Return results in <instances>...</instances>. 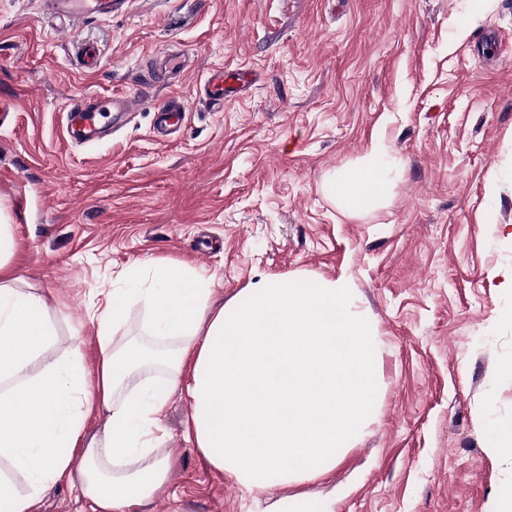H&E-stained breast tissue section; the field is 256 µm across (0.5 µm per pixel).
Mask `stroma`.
Returning a JSON list of instances; mask_svg holds the SVG:
<instances>
[{
	"mask_svg": "<svg viewBox=\"0 0 512 512\" xmlns=\"http://www.w3.org/2000/svg\"><path fill=\"white\" fill-rule=\"evenodd\" d=\"M94 44L97 71L72 59ZM169 45L179 83L148 72ZM251 73L223 108L192 95L211 68ZM143 91L186 97L188 120L154 138L153 115L102 140L66 133V104ZM0 210L16 264L52 295L56 355L96 351L88 309L134 263L183 262L232 298L261 276L348 278L378 329L373 421L330 479L254 496L188 442L171 396L161 452L171 479L152 512H270L304 494L334 512H493L512 458V0H129L63 22L43 0H0ZM385 206L353 216L328 191L377 134ZM79 336H72V328Z\"/></svg>",
	"mask_w": 512,
	"mask_h": 512,
	"instance_id": "obj_1",
	"label": "stroma"
}]
</instances>
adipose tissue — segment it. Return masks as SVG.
I'll use <instances>...</instances> for the list:
<instances>
[{
  "label": "adipose tissue",
  "mask_w": 512,
  "mask_h": 512,
  "mask_svg": "<svg viewBox=\"0 0 512 512\" xmlns=\"http://www.w3.org/2000/svg\"><path fill=\"white\" fill-rule=\"evenodd\" d=\"M386 147L336 173L350 214L392 191ZM15 227L0 219V512H37L45 488L78 481L91 512H144L171 470L156 451L167 402L181 393L190 434L213 470L264 495L328 477L371 422L381 387L375 324L348 280L262 277L223 304L210 280L178 264L129 266L90 320L97 356L49 354L50 297L18 275ZM161 349L160 382L117 345L131 301ZM104 416L101 428L89 420Z\"/></svg>",
  "instance_id": "ef3b65f1"
}]
</instances>
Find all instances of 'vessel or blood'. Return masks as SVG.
<instances>
[{
    "mask_svg": "<svg viewBox=\"0 0 512 512\" xmlns=\"http://www.w3.org/2000/svg\"><path fill=\"white\" fill-rule=\"evenodd\" d=\"M48 4L53 15L78 23L117 14L123 10L126 0H48ZM153 63L157 72L165 76L181 75L185 69L182 56L166 49L154 54ZM250 82L248 73H228L215 67L202 83L197 84L195 92L198 98L220 108L225 99L239 95ZM146 107L155 116L153 130L161 137L180 131L189 112L186 100L177 94L160 100L142 93H120L109 98L83 96L71 100L66 107L71 117L69 134L83 140L99 138L108 127L127 125L135 112Z\"/></svg>",
    "mask_w": 512,
    "mask_h": 512,
    "instance_id": "b4317fda",
    "label": "vessel or blood"
}]
</instances>
